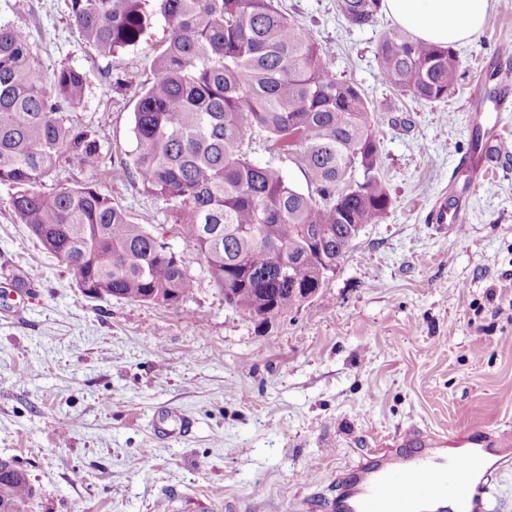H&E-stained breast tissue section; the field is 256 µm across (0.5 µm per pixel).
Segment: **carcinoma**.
I'll use <instances>...</instances> for the list:
<instances>
[{"instance_id":"cac0c4a2","label":"carcinoma","mask_w":512,"mask_h":512,"mask_svg":"<svg viewBox=\"0 0 512 512\" xmlns=\"http://www.w3.org/2000/svg\"><path fill=\"white\" fill-rule=\"evenodd\" d=\"M354 27L382 0H336ZM70 24L98 56L137 48L159 20L168 36L135 91L132 165L146 191L171 205L179 236L204 259L227 304L250 316L284 313L325 285L321 256L339 263L350 227L390 206L380 176L376 106L327 67L312 30L278 0H69ZM382 83L415 100L448 97L464 75L450 46L398 30L376 47ZM85 75L45 73L25 29L0 25V184L11 209L64 263L81 293L179 307L193 291L181 256L132 221L98 186L41 190L63 163L95 168L97 132L70 122ZM295 155L314 190L248 157L250 137ZM28 473L0 457V512H28Z\"/></svg>"}]
</instances>
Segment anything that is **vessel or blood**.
I'll list each match as a JSON object with an SVG mask.
<instances>
[{
	"label": "vessel or blood",
	"instance_id": "obj_1",
	"mask_svg": "<svg viewBox=\"0 0 512 512\" xmlns=\"http://www.w3.org/2000/svg\"><path fill=\"white\" fill-rule=\"evenodd\" d=\"M500 97L478 104L475 122L481 129L478 154L497 152L503 142ZM468 212L455 199L443 201L436 211L438 224L461 236ZM497 463L478 470L476 462L485 449L467 434L449 440L447 452L407 448L379 457L346 478L326 512H503L505 504L496 491L500 473L512 468V436L502 435Z\"/></svg>",
	"mask_w": 512,
	"mask_h": 512
}]
</instances>
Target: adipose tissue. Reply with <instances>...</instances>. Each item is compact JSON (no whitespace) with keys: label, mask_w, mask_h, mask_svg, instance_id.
<instances>
[{"label":"adipose tissue","mask_w":512,"mask_h":512,"mask_svg":"<svg viewBox=\"0 0 512 512\" xmlns=\"http://www.w3.org/2000/svg\"><path fill=\"white\" fill-rule=\"evenodd\" d=\"M490 6L491 0H382L397 24L439 46L470 42L483 28Z\"/></svg>","instance_id":"adipose-tissue-1"}]
</instances>
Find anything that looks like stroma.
<instances>
[{"label":"stroma","instance_id":"stroma-1","mask_svg":"<svg viewBox=\"0 0 512 512\" xmlns=\"http://www.w3.org/2000/svg\"><path fill=\"white\" fill-rule=\"evenodd\" d=\"M280 5L327 48L332 71L379 106L390 207L325 288L263 319L225 304L174 234L194 288L179 308L85 298L0 184V457L16 458L37 489L29 512H179L191 498L216 512H310L334 496L338 471L397 447L409 427L444 440L512 432V107L464 234L433 218L464 183L471 97L497 86L490 62L512 42V11L493 0L482 32L457 49L463 79L429 103L380 80L375 48L396 28L386 13L358 28L336 0ZM0 25L29 31L45 72L85 74L69 118L104 141L99 167L66 164L44 191L95 184L135 223L170 227L167 202L130 166L147 48L98 57L72 29L68 0H0ZM109 71L128 88L116 90ZM174 413L193 428L181 432Z\"/></svg>","mask_w":512,"mask_h":512}]
</instances>
